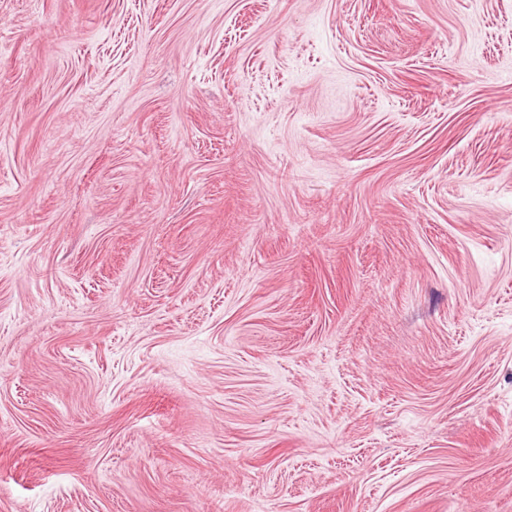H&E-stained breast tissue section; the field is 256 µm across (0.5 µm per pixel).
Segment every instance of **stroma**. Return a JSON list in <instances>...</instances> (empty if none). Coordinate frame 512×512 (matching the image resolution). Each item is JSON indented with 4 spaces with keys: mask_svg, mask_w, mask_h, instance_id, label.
Masks as SVG:
<instances>
[{
    "mask_svg": "<svg viewBox=\"0 0 512 512\" xmlns=\"http://www.w3.org/2000/svg\"><path fill=\"white\" fill-rule=\"evenodd\" d=\"M0 512H512V0H0Z\"/></svg>",
    "mask_w": 512,
    "mask_h": 512,
    "instance_id": "1",
    "label": "stroma"
}]
</instances>
